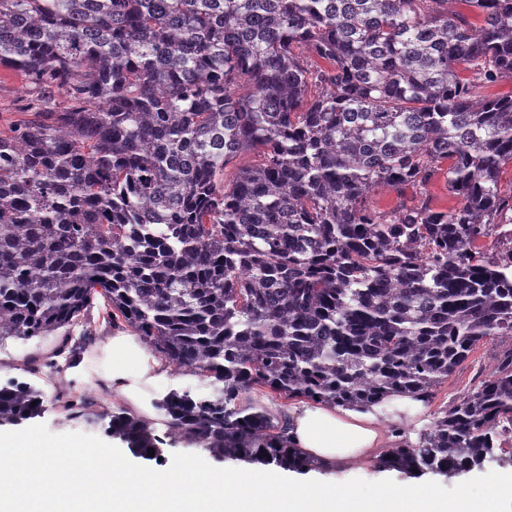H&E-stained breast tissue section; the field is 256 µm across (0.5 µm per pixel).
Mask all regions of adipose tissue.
Masks as SVG:
<instances>
[{
    "label": "adipose tissue",
    "instance_id": "ef3b65f1",
    "mask_svg": "<svg viewBox=\"0 0 512 512\" xmlns=\"http://www.w3.org/2000/svg\"><path fill=\"white\" fill-rule=\"evenodd\" d=\"M110 365L100 386L158 432L164 431L146 397V390L164 379V363L135 337L120 334L105 346ZM426 405L424 398L392 394L365 408L308 403L294 409L288 423V445L301 460L324 469L360 466L382 457L385 449L406 444L407 428Z\"/></svg>",
    "mask_w": 512,
    "mask_h": 512
}]
</instances>
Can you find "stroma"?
<instances>
[{"label":"stroma","mask_w":512,"mask_h":512,"mask_svg":"<svg viewBox=\"0 0 512 512\" xmlns=\"http://www.w3.org/2000/svg\"><path fill=\"white\" fill-rule=\"evenodd\" d=\"M105 300L94 296L87 311V318L92 329L91 339H84L80 332L61 329L45 336L29 340L9 338L0 342V385L10 381L28 383L41 392L42 412L38 417L40 423L50 432L63 434L80 432L97 436L121 448L124 455L136 464H143L144 459L134 453L128 443L111 435L109 431L110 414L121 412L122 405L113 401L111 396L103 394L95 385L74 389L65 377L68 360L75 355H82L84 367L90 375L102 373L107 365L105 345L115 330L104 319ZM503 342H490L478 346L458 370L434 391L427 404V411L421 419V428H429L439 411L467 391L470 385L487 379L494 366L497 354L504 350ZM88 398L104 409L105 414L95 418H70L64 408L65 400ZM324 481L341 483L354 478L366 481L389 479L397 484H407L411 478L409 472L384 466L381 461L368 462L360 468L339 467L322 472Z\"/></svg>","instance_id":"35a3bbf8"}]
</instances>
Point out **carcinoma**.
<instances>
[{
  "label": "carcinoma",
  "instance_id": "cac0c4a2",
  "mask_svg": "<svg viewBox=\"0 0 512 512\" xmlns=\"http://www.w3.org/2000/svg\"><path fill=\"white\" fill-rule=\"evenodd\" d=\"M0 66L38 89L0 129V341L103 295L112 326L223 384L159 404L171 438L291 468L252 392L429 398L512 339V92L480 95L512 81V0H0ZM409 184L412 205L370 204ZM39 401L0 387V425ZM112 432L159 456L137 418ZM511 440L512 346L385 462L454 473ZM428 190L435 208L444 210L460 203L458 199L448 194V186L443 173L439 174L434 179V181L428 186Z\"/></svg>",
  "mask_w": 512,
  "mask_h": 512
}]
</instances>
